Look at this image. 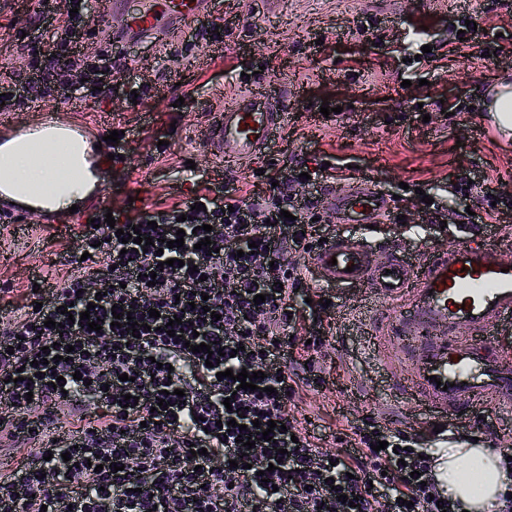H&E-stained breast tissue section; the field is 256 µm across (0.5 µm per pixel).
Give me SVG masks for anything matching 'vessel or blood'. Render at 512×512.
I'll use <instances>...</instances> for the list:
<instances>
[{
    "instance_id": "1",
    "label": "vessel or blood",
    "mask_w": 512,
    "mask_h": 512,
    "mask_svg": "<svg viewBox=\"0 0 512 512\" xmlns=\"http://www.w3.org/2000/svg\"><path fill=\"white\" fill-rule=\"evenodd\" d=\"M210 0H103L113 48L179 31L208 13ZM285 101L247 90L209 111L207 145L216 159L250 161L263 154L281 125ZM339 223L367 226L389 212V198L359 179L345 193H328ZM334 236L313 254L326 286H359L385 302L373 326L376 354L393 389L415 396L434 420L486 404L512 409V349L492 334L512 321V266L492 246L475 241L411 260L384 243Z\"/></svg>"
}]
</instances>
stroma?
Wrapping results in <instances>:
<instances>
[{"mask_svg":"<svg viewBox=\"0 0 512 512\" xmlns=\"http://www.w3.org/2000/svg\"><path fill=\"white\" fill-rule=\"evenodd\" d=\"M39 7L40 0H0V44L16 49L11 70L27 68L22 47L35 38L27 20ZM214 23L223 25L224 41L209 47L202 34ZM460 37L464 56L431 62ZM426 45L431 53H423ZM124 59L147 89V105L91 97L61 115L97 141L128 133L124 161L102 168L99 198L47 217L0 202V310L26 306L30 281L65 254L74 261L63 274L83 275L76 234L96 209L185 200L200 175L264 192L268 175L288 173L295 159L342 169L337 188L358 176L394 196L400 223L382 221L374 235L400 242L411 258L445 251L477 230L512 262V222L459 220L512 198V137L482 117L489 88L512 78V0H214L190 28L131 45ZM252 86L287 94L282 134L250 162H216L204 138L207 111ZM324 103L341 107L338 121L323 123ZM447 105L455 115L444 113ZM425 194L441 223L424 214ZM294 303L303 319L288 369L302 377L316 370L324 384L316 394L299 388L290 408L308 420L317 445L336 447L340 433L372 414L414 427L439 449L417 399L394 398L368 357L379 302L363 288H319L308 270ZM467 436L481 448L501 447L512 438V412L482 405L465 421H449L448 440Z\"/></svg>","mask_w":512,"mask_h":512,"instance_id":"1","label":"stroma"}]
</instances>
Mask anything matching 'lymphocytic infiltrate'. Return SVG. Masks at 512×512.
<instances>
[{
  "instance_id": "1",
  "label": "lymphocytic infiltrate",
  "mask_w": 512,
  "mask_h": 512,
  "mask_svg": "<svg viewBox=\"0 0 512 512\" xmlns=\"http://www.w3.org/2000/svg\"><path fill=\"white\" fill-rule=\"evenodd\" d=\"M71 3L78 16H53L46 5L37 11L29 74L0 84L6 107L36 84L42 97L65 102L90 86L106 96L115 91L121 62L74 51L90 6ZM303 170L295 165L262 194L203 178L192 200L119 215L111 225L98 209L79 235L94 287L67 276L35 293L34 308L0 315V429L32 445L13 475L0 479V512H319L323 505L331 512H462L440 492L436 459L419 434L370 415L350 426L338 452L317 446L288 407L289 334L298 325L292 294L304 272L285 251L318 247L314 190L331 177L312 172V192L301 197L291 187ZM214 224L223 225V240L201 248ZM180 229L183 247L157 250L156 240H173ZM136 230L153 245L130 242ZM258 294L264 303H255ZM116 304L132 310L117 328ZM64 305L69 314L61 313ZM153 309L159 318L150 317ZM83 311L101 331L80 320ZM175 317L184 329L171 336L165 327ZM193 339L219 343V364L207 367L206 353L190 351ZM229 369L257 373L256 390L239 388ZM128 395L135 404L125 405ZM64 407L83 420L70 439L58 436ZM239 418L244 428L230 427ZM271 422L277 428L267 440L261 428ZM243 436L252 448L240 444ZM379 441L387 449L376 450ZM92 459L99 468L89 467ZM371 471L379 475L373 484ZM346 495L357 506L343 503Z\"/></svg>"
}]
</instances>
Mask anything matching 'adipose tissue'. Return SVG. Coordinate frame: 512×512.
Returning <instances> with one entry per match:
<instances>
[{"label": "adipose tissue", "mask_w": 512, "mask_h": 512, "mask_svg": "<svg viewBox=\"0 0 512 512\" xmlns=\"http://www.w3.org/2000/svg\"><path fill=\"white\" fill-rule=\"evenodd\" d=\"M0 180L10 191L4 200L59 213L83 204L100 185V174L86 139L69 142L55 128L44 129L39 140L13 137L0 143ZM500 453L458 444L438 455V480L465 512H494L501 497L512 492Z\"/></svg>", "instance_id": "obj_1"}]
</instances>
